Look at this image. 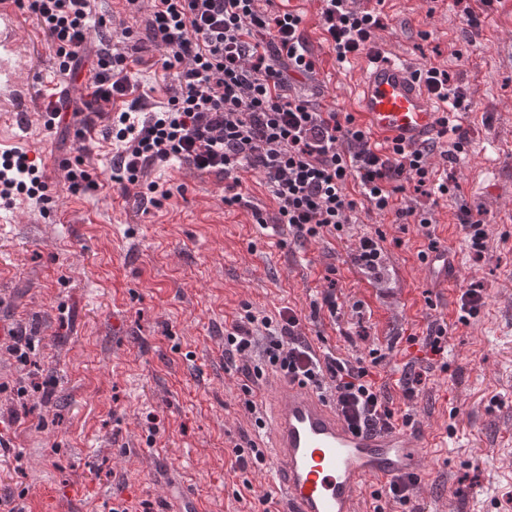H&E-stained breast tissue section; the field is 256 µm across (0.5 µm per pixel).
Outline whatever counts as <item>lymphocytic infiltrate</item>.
<instances>
[{
    "instance_id": "lymphocytic-infiltrate-1",
    "label": "lymphocytic infiltrate",
    "mask_w": 512,
    "mask_h": 512,
    "mask_svg": "<svg viewBox=\"0 0 512 512\" xmlns=\"http://www.w3.org/2000/svg\"><path fill=\"white\" fill-rule=\"evenodd\" d=\"M37 18L51 40L62 77L87 74L90 93L71 116L54 102L42 112L48 130L86 131L103 125L105 137L120 142L112 163V180L138 186L139 210L160 205L170 190L152 180V170L179 162L226 181L224 203L242 204L239 171L259 169L278 203L272 219L254 211L257 224L272 222L304 242L341 235L358 202L379 212H394L397 223L430 229L428 212L396 207L406 184L427 195L447 196V182L436 181L428 157L440 152L456 162L467 132L453 125L454 140L440 147L384 149L373 144L352 113L313 107L295 92L296 82L311 77L317 66L302 16L276 0H127L131 9L148 5L146 36L162 52V68L177 81L165 105L134 99L116 112L131 83L125 53L110 44H93L94 0H15ZM325 40L338 62H346L382 29L380 13L354 7L353 0H324ZM356 181L359 198L346 192ZM47 185L27 154L0 158V209L13 208L18 196L47 203ZM293 311L279 317L245 311L224 331V352L242 362V391L247 411H255L253 389L266 368L315 386H328L350 425L374 431L393 425L395 413L384 387L370 378L383 361L379 350L348 359L316 352L296 334Z\"/></svg>"
}]
</instances>
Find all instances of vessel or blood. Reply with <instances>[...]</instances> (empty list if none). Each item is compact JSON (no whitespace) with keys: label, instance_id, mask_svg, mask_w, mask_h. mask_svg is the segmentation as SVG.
I'll list each match as a JSON object with an SVG mask.
<instances>
[{"label":"vessel or blood","instance_id":"obj_1","mask_svg":"<svg viewBox=\"0 0 512 512\" xmlns=\"http://www.w3.org/2000/svg\"><path fill=\"white\" fill-rule=\"evenodd\" d=\"M20 26L11 0H0V53L12 55L11 34ZM359 79L350 106L358 123L379 144L411 148L437 135L444 113L417 68L375 40L356 54ZM260 441L268 453L272 482L283 512H362L374 483L410 473L430 479L431 450L448 435L447 421L415 431L354 430L334 400L314 386L278 376L261 387Z\"/></svg>","mask_w":512,"mask_h":512}]
</instances>
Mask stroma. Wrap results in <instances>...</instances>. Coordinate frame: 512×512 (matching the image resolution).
Instances as JSON below:
<instances>
[{
  "instance_id": "35a3bbf8",
  "label": "stroma",
  "mask_w": 512,
  "mask_h": 512,
  "mask_svg": "<svg viewBox=\"0 0 512 512\" xmlns=\"http://www.w3.org/2000/svg\"><path fill=\"white\" fill-rule=\"evenodd\" d=\"M308 24L318 66L300 92L323 111L347 109L351 64L339 63L317 21L322 0H293ZM377 36L418 66L447 70L473 110L462 125L468 142L446 171L445 199L406 188L402 205L431 211L434 234L448 245L458 278L442 289L421 264L428 240L392 213L357 208L343 238L288 244L276 228L256 224L252 210L273 216L278 205L261 172H240L244 207H226L224 178L178 164L154 169L172 195L142 213L112 182L119 144L94 134L79 141L47 131L43 97L65 85L48 38L23 16L11 61L21 91L0 92V153L18 150L40 161L50 201L26 197L0 210V318L35 341L30 365L0 352V382L30 387L29 415L10 423L18 405L0 393V434L23 454L0 462V512H109L148 499L156 512L191 489L209 512H281L268 470L235 469L233 448L256 439L243 405L241 375L224 362V329L242 304L260 315L293 310L309 340L324 336L344 357L382 349L372 373L397 416L420 428L444 413H462L435 466L447 482L417 485L409 505L391 512H512V28L499 25V5L483 0H385ZM480 15L473 29L467 13ZM133 96L168 99L158 52L130 63ZM83 156L97 187L72 194L64 162ZM486 222L487 247L471 251L457 215ZM385 235L386 272L375 282L352 263L359 236ZM335 267L327 277V267ZM483 290L477 319L458 320L463 288ZM335 288L339 302L360 300L362 317H310V302ZM448 325L443 357L428 359L409 337L433 322ZM421 377L413 396L399 383L406 366Z\"/></svg>"
}]
</instances>
